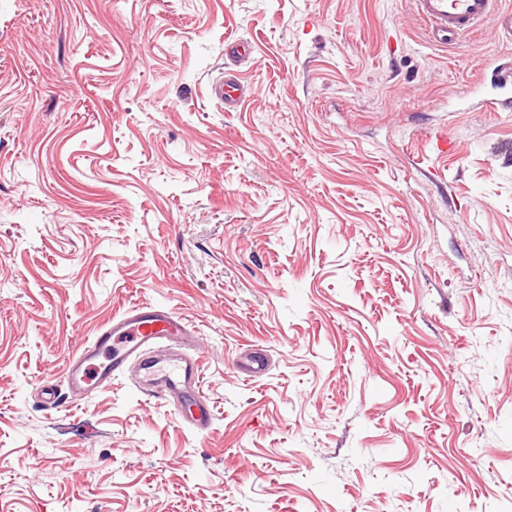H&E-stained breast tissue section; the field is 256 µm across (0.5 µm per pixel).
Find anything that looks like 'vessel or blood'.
<instances>
[{
    "label": "vessel or blood",
    "mask_w": 512,
    "mask_h": 512,
    "mask_svg": "<svg viewBox=\"0 0 512 512\" xmlns=\"http://www.w3.org/2000/svg\"><path fill=\"white\" fill-rule=\"evenodd\" d=\"M430 39L447 45L480 31L494 18L499 32L512 36V10L502 11L498 0H414ZM216 95L225 110H235L247 97L244 85L221 79ZM195 332L177 311L151 303H136L98 330L94 340L70 359L65 380L73 397L110 385L113 377L135 369L142 393L165 401L199 434L213 422V407L202 385V356L193 344ZM235 368L248 378L263 376L267 360L254 351L236 360Z\"/></svg>",
    "instance_id": "b4317fda"
}]
</instances>
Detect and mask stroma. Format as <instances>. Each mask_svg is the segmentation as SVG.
I'll return each instance as SVG.
<instances>
[{"label":"stroma","mask_w":512,"mask_h":512,"mask_svg":"<svg viewBox=\"0 0 512 512\" xmlns=\"http://www.w3.org/2000/svg\"><path fill=\"white\" fill-rule=\"evenodd\" d=\"M495 66L412 0H0V512H512ZM135 302L197 332L208 433L126 374L68 397ZM216 95L224 104V110L232 111L247 97L248 92L236 79H220L216 84ZM234 365L237 371L246 374L250 379H256L265 374L267 360L263 353L253 351L243 358L239 357Z\"/></svg>","instance_id":"35a3bbf8"}]
</instances>
